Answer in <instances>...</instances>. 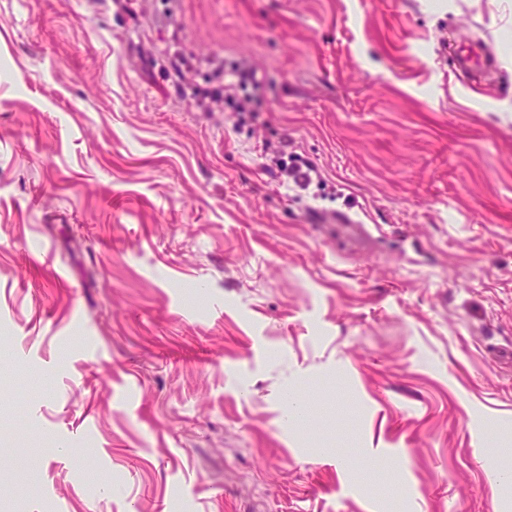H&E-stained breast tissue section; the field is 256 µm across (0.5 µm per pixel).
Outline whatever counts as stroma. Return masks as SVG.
Returning <instances> with one entry per match:
<instances>
[{
    "mask_svg": "<svg viewBox=\"0 0 512 512\" xmlns=\"http://www.w3.org/2000/svg\"><path fill=\"white\" fill-rule=\"evenodd\" d=\"M510 463L512 0H0V512H512ZM288 174L299 187L308 186L314 178H319L317 169L313 163L300 157H294V161L287 165Z\"/></svg>",
    "mask_w": 512,
    "mask_h": 512,
    "instance_id": "1",
    "label": "stroma"
}]
</instances>
